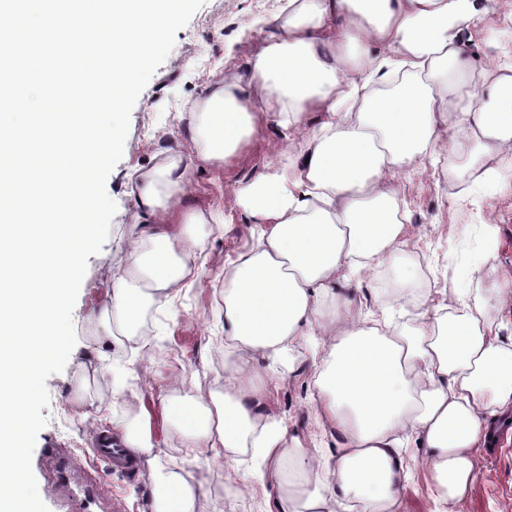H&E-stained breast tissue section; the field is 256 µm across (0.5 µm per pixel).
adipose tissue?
Masks as SVG:
<instances>
[{
  "label": "adipose tissue",
  "instance_id": "adipose-tissue-1",
  "mask_svg": "<svg viewBox=\"0 0 512 512\" xmlns=\"http://www.w3.org/2000/svg\"><path fill=\"white\" fill-rule=\"evenodd\" d=\"M486 16L481 0H288L278 34L249 57V81L214 85L190 105L196 157L208 166L223 167L260 112L278 111L298 146L235 191V209L257 233L224 272V344L238 356L224 368L223 395L186 403L172 387L162 399L164 420L202 436L209 461L229 466L240 494L264 491L268 512H403L415 465L439 512H454L490 420L512 413V338L481 322L492 296L512 293L496 275L499 230L485 207L512 199V59L484 56ZM478 74L491 80L487 101L440 108L447 80ZM465 141L477 157L448 181L472 222L449 225L433 288L399 259L409 235L400 179L416 159L455 158ZM188 183L174 161L131 186L143 228L113 279L114 320L132 323L148 303H170L197 283L204 242L189 227L223 223L224 212L184 210ZM353 281L384 310L381 327L338 298ZM403 292L415 310L409 322L387 310ZM335 300L344 313L323 324ZM310 333L322 348L319 447L267 413L269 392L255 383L256 358H276ZM122 441L148 465L151 512H211L179 464L159 463L148 422L125 428Z\"/></svg>",
  "mask_w": 512,
  "mask_h": 512
}]
</instances>
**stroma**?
<instances>
[{
    "instance_id": "35a3bbf8",
    "label": "stroma",
    "mask_w": 512,
    "mask_h": 512,
    "mask_svg": "<svg viewBox=\"0 0 512 512\" xmlns=\"http://www.w3.org/2000/svg\"><path fill=\"white\" fill-rule=\"evenodd\" d=\"M285 5L286 0H205L177 32L173 49L141 93L131 114L123 157L106 183L117 212L101 252L88 259L72 313L79 354L46 381L50 403L42 414L47 424L37 436L32 456L39 492H47L53 480L45 464L47 451L61 448L73 453L100 481L112 500V512H149L146 468L125 474L92 457L97 429L111 427L116 417L134 419L145 409L152 416L161 462H179L187 480L202 484L218 512H264L263 493L242 496L226 489V467L207 462L200 449L189 446L186 434L164 429L160 409L161 389L175 379L188 402L207 401L224 390V342L215 334L216 303L224 289L225 266L254 237L250 224L232 210L231 201L240 181L264 173L294 152L275 115L260 116L251 140L225 162L223 170L190 171L191 181L199 183L203 192L184 197L185 207L224 211L222 229L211 224L194 227L205 239L207 256L197 287L181 293L172 307L146 306L132 327L114 321L105 307L114 274L129 264V241L141 229L140 211L127 188L129 177L165 159H188L189 127L177 120V112L186 102L201 98L206 86L231 83L245 75L249 48L272 32L273 20ZM447 169L446 158H426L412 165L404 179L408 203L404 221L415 232L406 249L407 260L435 258L448 247L449 225L466 224L464 214L450 201L454 189ZM144 338L153 345L147 360L140 351ZM316 343V337L301 336L279 360L255 363L258 380L268 386L276 385L278 374L289 373V384L277 386L273 409L291 418L294 432L307 439L319 432L309 405L316 372L311 351ZM458 509L512 512V435L499 448L481 455L477 478Z\"/></svg>"
}]
</instances>
